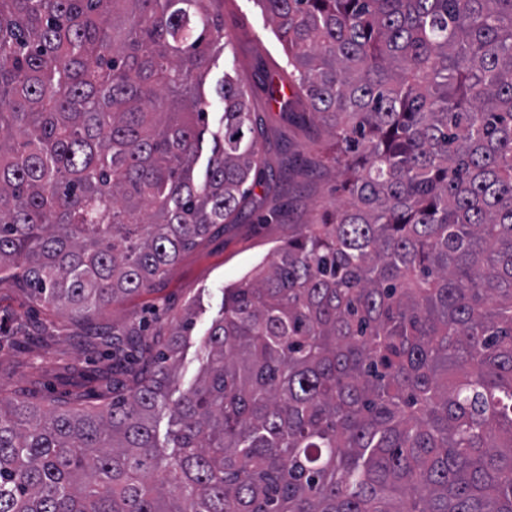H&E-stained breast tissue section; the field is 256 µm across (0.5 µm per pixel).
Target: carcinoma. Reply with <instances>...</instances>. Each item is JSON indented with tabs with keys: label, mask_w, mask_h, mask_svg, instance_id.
<instances>
[{
	"label": "carcinoma",
	"mask_w": 512,
	"mask_h": 512,
	"mask_svg": "<svg viewBox=\"0 0 512 512\" xmlns=\"http://www.w3.org/2000/svg\"><path fill=\"white\" fill-rule=\"evenodd\" d=\"M255 3L346 201L224 287L178 399L188 314L87 336L99 409L0 400V512H512V0ZM227 47L224 0H0V281L87 314L238 220L241 75L193 179Z\"/></svg>",
	"instance_id": "obj_1"
}]
</instances>
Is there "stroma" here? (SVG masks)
Wrapping results in <instances>:
<instances>
[{"label": "stroma", "instance_id": "35a3bbf8", "mask_svg": "<svg viewBox=\"0 0 512 512\" xmlns=\"http://www.w3.org/2000/svg\"><path fill=\"white\" fill-rule=\"evenodd\" d=\"M224 33L230 45L212 60L204 86L212 130L220 126L224 113L215 88L225 75L253 76L259 62L270 72L288 73L282 47L254 0H224ZM247 101L263 118L258 144L272 179L253 185L239 222L205 238L150 287L92 314L90 320L117 328L143 324L146 341L155 345L184 313H191L192 326L172 388L176 397L196 384L207 360L208 332L221 313L225 286L269 262L291 225L318 223L343 198L334 169L305 167L293 160L298 153L319 159L324 135L282 117L258 87L250 88ZM0 323L13 330L0 339V396L51 393L78 396L89 408L100 404L105 385L98 373L108 363L86 351V322L40 308L17 282L6 279L0 281ZM68 363L84 370V377L65 372Z\"/></svg>", "mask_w": 512, "mask_h": 512}]
</instances>
